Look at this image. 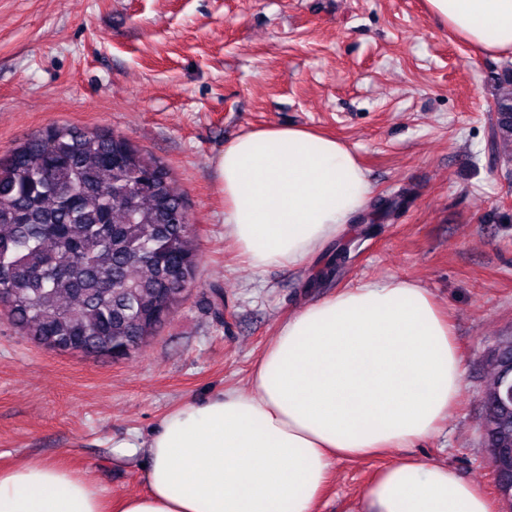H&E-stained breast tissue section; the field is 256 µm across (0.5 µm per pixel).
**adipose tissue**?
I'll return each instance as SVG.
<instances>
[{
  "instance_id": "adipose-tissue-1",
  "label": "adipose tissue",
  "mask_w": 512,
  "mask_h": 512,
  "mask_svg": "<svg viewBox=\"0 0 512 512\" xmlns=\"http://www.w3.org/2000/svg\"><path fill=\"white\" fill-rule=\"evenodd\" d=\"M459 41L512 56V0H425ZM224 223L255 268L297 265L341 238L372 188L344 142L304 127L250 130L217 161ZM463 388L451 327L426 288L366 281L290 315L246 392L182 406L143 445L144 492L120 512H316L339 458L411 448ZM104 493L57 465L0 471V512H109ZM360 512H495L454 468L413 458L370 480Z\"/></svg>"
}]
</instances>
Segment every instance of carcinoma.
<instances>
[{
	"mask_svg": "<svg viewBox=\"0 0 512 512\" xmlns=\"http://www.w3.org/2000/svg\"><path fill=\"white\" fill-rule=\"evenodd\" d=\"M495 136L512 143V65L495 79ZM405 192L381 198L373 224ZM170 170L129 139L52 125L0 158V309L35 343L119 361L166 325L198 271L196 232ZM483 442L512 501V336L487 356Z\"/></svg>",
	"mask_w": 512,
	"mask_h": 512,
	"instance_id": "1",
	"label": "carcinoma"
}]
</instances>
